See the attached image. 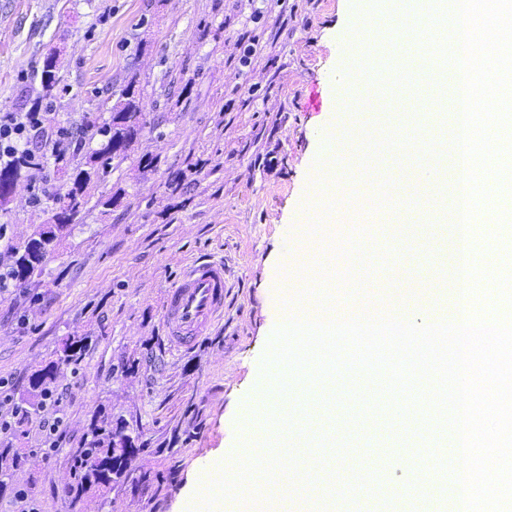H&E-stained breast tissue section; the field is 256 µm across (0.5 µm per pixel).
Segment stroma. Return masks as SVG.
<instances>
[{
	"mask_svg": "<svg viewBox=\"0 0 512 512\" xmlns=\"http://www.w3.org/2000/svg\"><path fill=\"white\" fill-rule=\"evenodd\" d=\"M364 0H0V113L40 105L51 124L69 128L64 151L84 164L97 142L85 128L101 100L117 101L134 84L142 129L125 159L114 160L93 189L94 200L59 239L41 276L0 295V382L15 402L31 375L61 342L86 339L78 366L59 365L52 392L58 406L28 409L27 419L0 433V454L16 455L0 485V512H187L206 473L224 467L252 421L255 384L286 299L279 292L289 260L311 253L315 265L346 272L349 257H323L303 214L318 186L314 159L336 113L334 90L346 78L348 37ZM54 55L61 82L43 96L41 68ZM432 64L408 54L369 75L399 123L412 93L426 84L430 111L449 106ZM435 162L424 143L385 149L395 198L382 203L359 178L340 188L335 234L364 228L374 252L386 253L355 293L327 289L343 313L381 299L384 310L427 312L451 306L453 280L428 287L429 268L449 256L452 225L444 214L420 224L434 207L413 179ZM63 180L53 163L27 170L11 202L0 204V265L47 221ZM114 198L112 207L102 201ZM403 223L404 248L384 221ZM483 254L501 257L512 274V223L476 225ZM224 263V317L191 347L173 349L163 297L186 261ZM346 377L305 380L292 391L304 430L292 440L328 434L331 442L304 459L315 483L297 495L296 512H453L451 484L423 455L432 441L447 453L453 437L439 422L401 419L389 406L366 415L349 396ZM111 409L138 434L141 449L128 477L104 496L72 503V454L85 445L86 419ZM356 423H349V416ZM58 423L59 447L45 456L47 424ZM153 474L150 483L142 474ZM435 481L432 495L415 480ZM28 501H20L18 489Z\"/></svg>",
	"mask_w": 512,
	"mask_h": 512,
	"instance_id": "obj_1",
	"label": "stroma"
}]
</instances>
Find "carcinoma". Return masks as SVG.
I'll return each mask as SVG.
<instances>
[{"label":"carcinoma","instance_id":"obj_1","mask_svg":"<svg viewBox=\"0 0 512 512\" xmlns=\"http://www.w3.org/2000/svg\"><path fill=\"white\" fill-rule=\"evenodd\" d=\"M41 80L46 95H53L59 84L54 60L47 58L43 61ZM131 112H141V101L132 82L125 89L124 99L110 108L109 119L88 122V126L94 129V134L100 137V143L99 148L85 162V167L77 166L72 169L66 154L60 152L54 155V163L58 165V169L72 170L68 188L70 220H75L90 202L89 187L101 179L114 158L126 153L136 138L138 130L126 123L127 115ZM34 234L38 238L28 240L22 247L15 249L12 255L9 273L12 280L18 283L42 275L43 251L55 246L53 239H43L47 234L43 226H38ZM84 347V338H67L56 351L57 360L49 362L32 374L27 391L31 404L39 405L48 396L57 364L78 365ZM120 429L125 430V439L132 446H137L138 437L128 431L123 419L113 418L112 411L99 407L91 414L86 426L85 447L77 449L73 455V481L68 488L72 502L77 503L89 496L109 493L126 478L132 458L126 455L125 449L112 447V440L117 438V431Z\"/></svg>","mask_w":512,"mask_h":512}]
</instances>
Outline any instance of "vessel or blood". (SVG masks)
<instances>
[{"instance_id": "obj_1", "label": "vessel or blood", "mask_w": 512, "mask_h": 512, "mask_svg": "<svg viewBox=\"0 0 512 512\" xmlns=\"http://www.w3.org/2000/svg\"><path fill=\"white\" fill-rule=\"evenodd\" d=\"M163 311L174 347L190 345L224 314V263L197 259L185 264L180 279L164 294Z\"/></svg>"}]
</instances>
